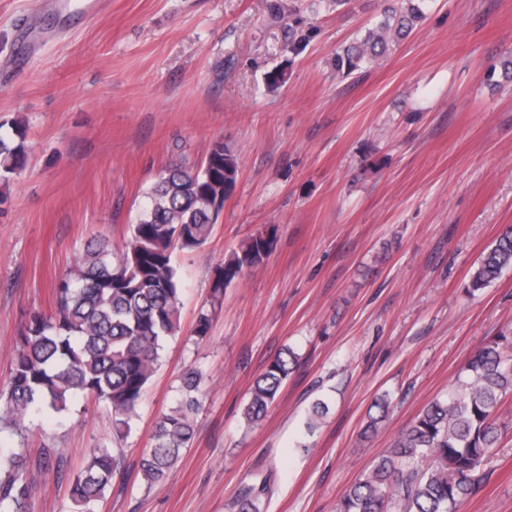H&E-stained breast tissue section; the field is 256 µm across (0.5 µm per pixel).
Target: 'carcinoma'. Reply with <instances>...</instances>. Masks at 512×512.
Returning a JSON list of instances; mask_svg holds the SVG:
<instances>
[{"instance_id": "obj_1", "label": "carcinoma", "mask_w": 512, "mask_h": 512, "mask_svg": "<svg viewBox=\"0 0 512 512\" xmlns=\"http://www.w3.org/2000/svg\"><path fill=\"white\" fill-rule=\"evenodd\" d=\"M423 2L397 0L385 8L379 22L336 53V72L348 77L376 63L423 20ZM28 150L25 125L17 124L11 137L0 136L1 184L23 168ZM237 173V158L221 141L199 165L184 160L165 164L146 193L130 239L117 251L107 237L90 241L52 289L55 312L34 314L23 327L0 385V512H30L37 478L52 464L59 471L63 467L59 449L40 448L33 454L21 445H4L1 433L20 436L28 429V416L44 409L60 415L89 396L111 409L116 435L129 428L163 342L179 328L182 284L173 253L207 242ZM274 244V233H260L219 267L209 306L196 317L197 336L207 335L224 285L243 269L263 263ZM506 268H512V227L483 254L470 288L489 286ZM509 349L512 338L507 336L481 345L448 397L432 402L399 433L343 492L337 512H458L460 503L478 490L483 466L500 443L496 412L502 397L512 392ZM296 363L289 348L271 360L250 390L243 412L247 422L265 416ZM201 382L196 368L182 374L181 402L157 422L153 445L140 462L147 485L164 482L194 438ZM122 465L115 449H91L70 484L75 512H95ZM267 492L265 479L241 485L235 496L238 512H259Z\"/></svg>"}]
</instances>
